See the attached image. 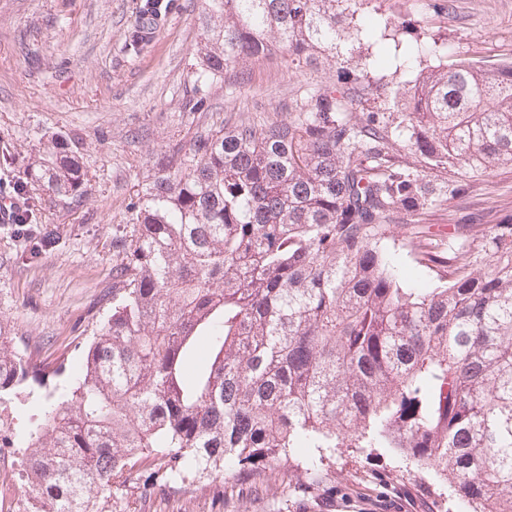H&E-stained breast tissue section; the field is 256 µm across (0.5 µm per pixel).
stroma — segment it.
<instances>
[{"label": "stroma", "instance_id": "stroma-1", "mask_svg": "<svg viewBox=\"0 0 512 512\" xmlns=\"http://www.w3.org/2000/svg\"><path fill=\"white\" fill-rule=\"evenodd\" d=\"M411 35L447 37L453 56L487 67L512 61V0H372ZM202 0H176L152 38L132 45L140 0H0V188L24 180L44 142L75 138L85 172L78 204L28 195L34 229L53 233L32 252L15 225L0 224V325L35 361L78 358L105 320L115 229L132 221L129 204L155 165L188 148L197 132L227 120L257 126L287 119L311 94L335 81L326 66L298 68L283 57L242 64L223 80H198L195 49L204 38ZM200 110H192L195 101ZM512 215V166L468 178L461 193L431 207L419 224L391 225L400 269L416 267L404 243L411 232L429 247L473 250L480 231ZM284 462L260 478L225 487L213 498L207 480L158 491L141 504L118 488L112 512H447L446 484L387 448H338L323 483L298 500L282 496L296 480Z\"/></svg>", "mask_w": 512, "mask_h": 512}]
</instances>
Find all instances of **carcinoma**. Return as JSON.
<instances>
[{
	"mask_svg": "<svg viewBox=\"0 0 512 512\" xmlns=\"http://www.w3.org/2000/svg\"><path fill=\"white\" fill-rule=\"evenodd\" d=\"M362 2L203 0V81L283 53L335 69L336 85L286 121L203 130L156 165L71 378L0 326V401L28 410L0 427V451L24 456L15 512H100L121 485L147 503L286 460L317 481L324 450L343 447L395 451L458 512H512V217L482 235V260L420 253L426 288L383 247L395 215L414 223L459 177L512 165V62L407 41L390 16L359 20ZM354 41L373 52L352 66ZM385 63L415 72L391 88L373 77ZM373 91L396 111H350ZM393 128L420 164L393 152ZM27 175L52 202L80 198L74 139L48 140Z\"/></svg>",
	"mask_w": 512,
	"mask_h": 512,
	"instance_id": "obj_1",
	"label": "carcinoma"
}]
</instances>
